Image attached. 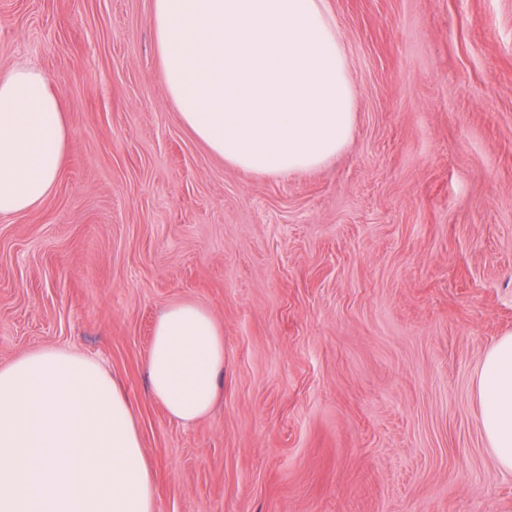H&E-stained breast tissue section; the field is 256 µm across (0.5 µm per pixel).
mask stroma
Instances as JSON below:
<instances>
[{
  "mask_svg": "<svg viewBox=\"0 0 512 512\" xmlns=\"http://www.w3.org/2000/svg\"><path fill=\"white\" fill-rule=\"evenodd\" d=\"M356 88L347 149L261 176L183 125L151 0H0L71 132L53 194L0 218V366L99 362L156 474V512H512L476 374L512 332V0H329ZM224 328L209 416L169 417L161 310Z\"/></svg>",
  "mask_w": 512,
  "mask_h": 512,
  "instance_id": "35a3bbf8",
  "label": "stroma"
}]
</instances>
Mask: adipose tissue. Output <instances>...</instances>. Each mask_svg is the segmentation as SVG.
Wrapping results in <instances>:
<instances>
[{"instance_id": "obj_1", "label": "adipose tissue", "mask_w": 512, "mask_h": 512, "mask_svg": "<svg viewBox=\"0 0 512 512\" xmlns=\"http://www.w3.org/2000/svg\"><path fill=\"white\" fill-rule=\"evenodd\" d=\"M162 76L182 122L225 163L280 176L321 168L350 143L355 88L327 0H152ZM70 147L61 95L36 66L0 68V217L55 188ZM224 330L203 304L158 316L153 398L206 416ZM483 434L512 474V333L477 377ZM0 512H156L155 476L128 398L95 360L40 349L0 367Z\"/></svg>"}]
</instances>
